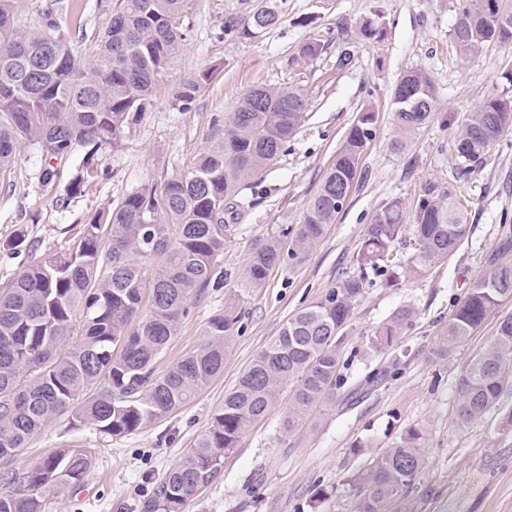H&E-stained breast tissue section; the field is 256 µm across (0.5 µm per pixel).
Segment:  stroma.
I'll return each mask as SVG.
<instances>
[{"label":"stroma","instance_id":"obj_1","mask_svg":"<svg viewBox=\"0 0 512 512\" xmlns=\"http://www.w3.org/2000/svg\"><path fill=\"white\" fill-rule=\"evenodd\" d=\"M454 3L283 0L275 26L240 41L225 35V21L245 17L262 0H188L186 39L158 79L152 106L117 146L74 145L55 162L57 175L47 183L37 148L19 144L13 164L0 174V287L31 261L27 252L3 247L17 231L42 251L72 246L96 212L188 169L223 133L224 118L243 93L295 86L308 99L295 136L257 180L251 205L227 216L231 236L222 259L223 288L191 305L156 362L158 371H165L200 344L211 316L228 311L234 324L223 373L189 404L130 435L105 436L74 425L67 414L53 421L31 439L14 468H34L72 445L91 449L95 465L66 496L47 495L45 512H140L141 501L208 430L225 393L254 355L291 315L356 272L366 226L380 204L398 198L413 209L425 184L449 178L453 141L463 119L502 90L505 74L512 71V46L455 57L449 40ZM49 6L74 39L99 30L105 21L100 0H27L20 24L37 26ZM376 10L385 18L386 34L381 42H367L359 34L360 23ZM313 36L322 39V53L296 60L298 47ZM345 49L353 62L341 68L336 60ZM215 63L220 69L209 84L189 108L180 107L174 100L179 85ZM417 68L430 75L437 106L429 122L397 151L391 147V93L406 71ZM368 105L376 109V134L335 224L302 264L282 262L263 285L250 284L244 274L250 253L270 236L289 249L309 200ZM88 164L97 176L69 192L72 176ZM462 192L469 232L456 251L423 278H406L396 287L373 279L354 306L341 362L355 375L386 370V381L352 397L338 390L334 402L290 433L284 427L290 394L282 392L225 454L217 479L189 497L179 512H355L358 495L350 477L411 427L423 433L425 469L399 512H512V386L477 423L463 427L457 422L458 376L495 336L499 322L512 317V299L448 357L434 354L442 328L481 276L503 225H512V132L491 148L485 165L471 171ZM404 305L412 306L415 316L397 345L372 349L371 336Z\"/></svg>","mask_w":512,"mask_h":512}]
</instances>
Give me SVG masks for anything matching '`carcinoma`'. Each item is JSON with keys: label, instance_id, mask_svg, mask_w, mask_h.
<instances>
[{"label": "carcinoma", "instance_id": "cac0c4a2", "mask_svg": "<svg viewBox=\"0 0 512 512\" xmlns=\"http://www.w3.org/2000/svg\"><path fill=\"white\" fill-rule=\"evenodd\" d=\"M187 0H115L83 57L74 55L56 14L47 9L36 27L17 21L20 0H0V173L15 158L17 144L36 146L45 168L75 143L117 144L151 106L153 90L168 59L185 39ZM499 9L508 25L486 17ZM449 38L463 56L491 45L512 44V0H456ZM278 0H265L224 31L251 40L274 26ZM359 34L380 41L383 16L363 19ZM212 69L184 81L176 93L186 108L210 82ZM392 97V146L401 149L436 109L435 89L421 70L405 72ZM307 102L294 87L251 89L224 120V133L191 167L126 195L112 210L84 225L66 252L43 253L0 289V512H44V495L80 485L94 467L88 448H61L27 470L12 469L8 451L25 448L57 417L109 436L132 434L190 403L224 370L233 319L213 316L196 349L166 371L158 355L177 335L188 305L211 288L224 287L219 264L230 225L228 204L238 199L274 162L304 120ZM375 111L363 109L350 126L319 190L308 202L288 257L304 261L335 222L348 198L362 156L375 136ZM512 131V94L488 97L468 114L454 141L455 167L447 182H429L410 220L414 251L406 262L395 245L409 227L402 201L383 203L367 225L348 275L288 318L278 336L251 360L211 426L168 472L141 512H178L179 506L221 472L224 454L235 448L262 418L281 390L291 389L285 428L293 431L318 405L341 388L339 349L344 326L370 277H420L451 255L468 230V214L455 184L487 161L491 146ZM282 261L278 242L266 239L246 264L250 283L262 284ZM486 269L441 331L436 355L463 344L500 303L512 298V231H502L487 255ZM400 308L372 337V346H390L413 317ZM384 370L357 381L349 394L375 388ZM512 383V317L503 319L485 350L458 377V420L470 425L495 408ZM423 434L409 428L392 448L352 478L362 493L356 512H396L398 500L420 479Z\"/></svg>", "mask_w": 512, "mask_h": 512}]
</instances>
